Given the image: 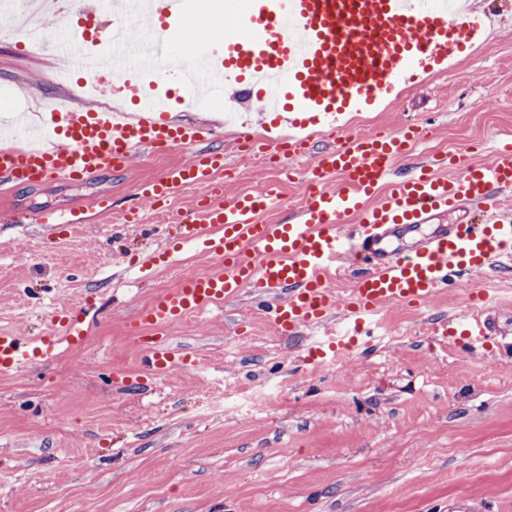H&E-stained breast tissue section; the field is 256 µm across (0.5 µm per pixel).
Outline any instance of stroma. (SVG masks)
<instances>
[{
  "instance_id": "1",
  "label": "stroma",
  "mask_w": 512,
  "mask_h": 512,
  "mask_svg": "<svg viewBox=\"0 0 512 512\" xmlns=\"http://www.w3.org/2000/svg\"><path fill=\"white\" fill-rule=\"evenodd\" d=\"M488 14L484 41L465 48L460 76L430 74L417 89L399 87L386 106L346 116L360 133L392 132L432 120L417 159L443 162L455 151L490 159L512 135V0H472ZM57 49L24 54L0 35V117L33 112L69 97L94 107L85 77L59 84ZM173 100L170 123L220 127L223 103L183 104L177 73L156 79ZM246 126L170 151L137 158L123 172L80 183L0 184V332L30 340L48 333L49 316L70 308L84 319L78 349L59 346L46 359L0 372V512H448L465 497L483 512H512V357L477 353L460 360L428 334L431 320L467 315L468 288L427 306H386L372 345L338 364L300 362L314 333L276 334L249 295L175 324L168 338L199 362L141 391L142 351L127 324L190 267L209 275L221 265L195 244L162 259L167 225L126 219L140 182L167 164L223 150L228 194L275 185L282 206L264 223L294 220L298 183L283 166L240 150L264 134L259 102H245ZM108 200L110 211L98 208ZM82 212L67 230L14 224L2 210ZM501 326L512 324V270L479 275ZM279 389L281 401L258 413L209 415L225 383Z\"/></svg>"
}]
</instances>
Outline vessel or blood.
I'll use <instances>...</instances> for the list:
<instances>
[{
  "label": "vessel or blood",
  "mask_w": 512,
  "mask_h": 512,
  "mask_svg": "<svg viewBox=\"0 0 512 512\" xmlns=\"http://www.w3.org/2000/svg\"><path fill=\"white\" fill-rule=\"evenodd\" d=\"M138 7L160 22L149 45L155 58L184 41L182 19L192 9L191 0H139ZM244 7L248 34L225 44L224 57L213 69L219 79L233 80L249 100L263 97L254 80L290 73L284 92L299 109L285 119L291 128L287 147L269 144L287 157L307 153L310 128H335L342 113L378 105L393 94L397 80L414 86L431 71L447 72L449 60L480 38L484 25L478 16L452 20L444 9L423 11L419 0H245ZM72 41L77 66L87 78L105 83L128 74L126 58L104 38L76 30ZM284 92L276 88L272 95ZM39 117L38 137L24 148L0 150V180L75 183L124 170L136 153L194 143L205 133L196 124L168 123L161 111L131 122L52 102ZM425 133L413 122L394 133L342 130L336 145L304 171L307 194L290 224L256 219L279 201L276 187L225 196L218 179L225 167L220 151L194 156L140 184L136 203L154 206L184 187H200L195 208L205 221L175 225V238L204 242L222 266L221 272L183 282L129 323L143 350L144 374L155 379L176 367H195L192 355L170 346L169 327L246 290L285 336L328 327L331 314L341 313L350 332L307 348L308 360L323 364L369 346L372 319L385 305L420 307L448 286L470 282L474 274L511 269L512 213L501 211L499 196L512 192V142L494 146L489 162L463 166L450 178L437 176L431 161L397 168ZM331 175L340 177V185L327 184ZM470 205L483 211V223L433 222L438 213ZM427 224L431 232L412 252L396 246L400 233ZM334 276L350 281L345 297L331 288ZM472 297L473 311L462 321L444 318L429 327L431 335L449 337L465 356L488 350L498 333L483 292ZM51 320L64 328L71 347L83 345L87 331L80 316L62 308ZM55 345L51 336L36 346L18 334L0 332V371L25 366L35 352L50 354Z\"/></svg>",
  "instance_id": "b4317fda"
}]
</instances>
